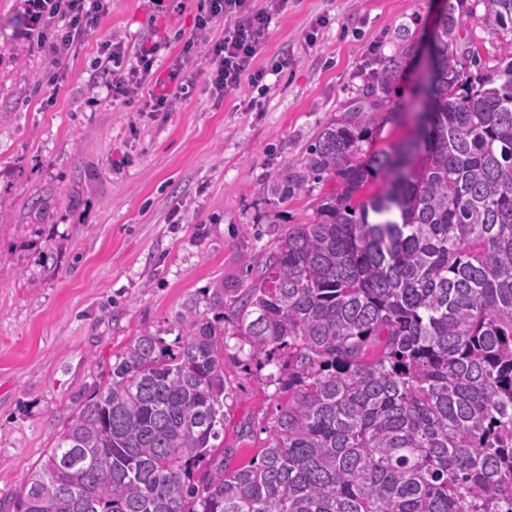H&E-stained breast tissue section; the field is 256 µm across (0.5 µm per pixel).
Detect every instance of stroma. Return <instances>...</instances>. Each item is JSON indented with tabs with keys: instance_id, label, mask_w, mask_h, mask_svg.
Here are the masks:
<instances>
[{
	"instance_id": "stroma-1",
	"label": "stroma",
	"mask_w": 512,
	"mask_h": 512,
	"mask_svg": "<svg viewBox=\"0 0 512 512\" xmlns=\"http://www.w3.org/2000/svg\"><path fill=\"white\" fill-rule=\"evenodd\" d=\"M448 0H287L256 59L288 56L261 94L242 86L216 100L205 90L206 47L172 111L141 112L92 88L97 47H129L168 34L166 76L195 30V0L150 19L145 0H112L99 29L63 61L56 88L38 85L46 61L16 35L22 0H0V498L18 490L68 418L141 331L173 343L180 316L209 319L256 277L244 264L274 247L279 228L313 218L332 180L289 199L270 187L305 160L319 131L364 99L393 55L400 76L373 149L414 130L412 111L434 28ZM328 23L315 45L307 34ZM462 38L490 63L500 33L483 0ZM237 337L226 339L224 405L231 466L256 458L283 397Z\"/></svg>"
}]
</instances>
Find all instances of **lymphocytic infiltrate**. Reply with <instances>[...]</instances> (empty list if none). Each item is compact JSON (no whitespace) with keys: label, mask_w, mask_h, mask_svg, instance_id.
Listing matches in <instances>:
<instances>
[{"label":"lymphocytic infiltrate","mask_w":512,"mask_h":512,"mask_svg":"<svg viewBox=\"0 0 512 512\" xmlns=\"http://www.w3.org/2000/svg\"><path fill=\"white\" fill-rule=\"evenodd\" d=\"M285 0H200L195 19L197 30L205 31L225 22L224 36L208 51L209 71L206 80L211 97L223 99L239 89L242 81L262 87L267 76L281 75L288 60L279 57L259 67L255 59L269 31L274 14L282 10ZM110 0H23V35L32 52L50 64L40 81L49 87L59 82L58 66L66 54L77 49L90 32L97 29L108 14ZM166 39L132 51L123 42L111 39L99 45L103 63L97 79L111 92L113 99L129 104L141 102L143 111L167 112L192 82L190 63L194 40H187L170 66L165 79L154 76V66Z\"/></svg>","instance_id":"obj_1"}]
</instances>
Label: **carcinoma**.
<instances>
[{
  "label": "carcinoma",
  "mask_w": 512,
  "mask_h": 512,
  "mask_svg": "<svg viewBox=\"0 0 512 512\" xmlns=\"http://www.w3.org/2000/svg\"><path fill=\"white\" fill-rule=\"evenodd\" d=\"M487 7L496 64L448 8L413 135L364 148L377 99L321 130L271 187L334 179L313 219L283 226L230 321L190 310L173 346L132 337L12 512H512V0ZM378 173L384 191L358 196ZM228 336L282 362L286 394L234 469Z\"/></svg>",
  "instance_id": "cac0c4a2"
}]
</instances>
